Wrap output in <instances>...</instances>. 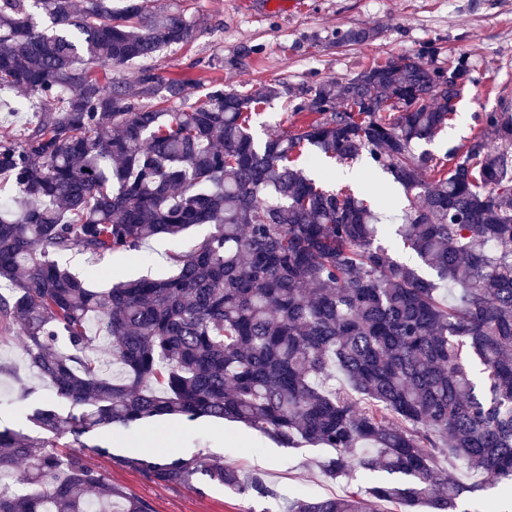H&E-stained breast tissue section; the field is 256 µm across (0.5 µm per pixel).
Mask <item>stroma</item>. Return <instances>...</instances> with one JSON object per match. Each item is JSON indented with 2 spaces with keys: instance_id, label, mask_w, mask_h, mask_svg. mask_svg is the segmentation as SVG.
<instances>
[{
  "instance_id": "35a3bbf8",
  "label": "stroma",
  "mask_w": 512,
  "mask_h": 512,
  "mask_svg": "<svg viewBox=\"0 0 512 512\" xmlns=\"http://www.w3.org/2000/svg\"><path fill=\"white\" fill-rule=\"evenodd\" d=\"M157 5H180L200 24L191 40L163 47L144 65L114 68L115 78L135 81L141 68L162 79L189 80L188 100L201 101L210 87L241 90L258 83L288 87L353 75L372 62L391 56L414 54L426 44L437 43L442 56L469 57L474 83L465 86L457 112L429 151L443 155L461 147L477 133L483 112L499 102L512 103V0H288L286 5L265 8L262 0H155ZM374 27L379 37L366 44H338L337 31ZM311 178L328 186H350L354 192L372 189L375 205L388 218L400 215L406 204L402 189L391 177L366 162L340 164L327 159L305 164ZM206 227L185 236L154 237L140 257L107 255L93 260L70 252L61 261L78 276H90L95 288L111 286L114 278H160L170 271L168 256L186 250L203 238ZM0 363L13 367V375H0V428L33 437L41 428L29 422L18 398L21 386L37 388L41 400L55 396L29 370L22 346L0 343ZM87 463L104 472L114 485L144 498L153 512H280L283 500L342 494L375 483L373 474L355 472L336 480L322 475L319 463L327 449L305 441L285 447L240 423L189 420L167 416L145 422L135 439L118 430L102 428L86 438ZM110 454H103V447ZM141 452L190 458L212 456L244 473L264 475L276 495L262 498L237 493L216 483L200 482L192 488L161 486L141 474L116 466L112 458Z\"/></svg>"
}]
</instances>
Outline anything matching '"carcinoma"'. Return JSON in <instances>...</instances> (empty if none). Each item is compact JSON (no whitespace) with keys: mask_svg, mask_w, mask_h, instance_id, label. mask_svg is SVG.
I'll list each match as a JSON object with an SVG mask.
<instances>
[{"mask_svg":"<svg viewBox=\"0 0 512 512\" xmlns=\"http://www.w3.org/2000/svg\"><path fill=\"white\" fill-rule=\"evenodd\" d=\"M195 27L150 0L119 11L112 0H0V106L20 91L19 108L36 115L23 138L0 137V176L15 187L0 201V342H20L66 403L33 408L48 438L0 430V473L35 487L0 491V512H151L57 440L83 448L102 427L173 415L333 448L321 462L330 479L402 478L282 512H456L487 481L512 482V109L483 113L461 151L418 150L475 81L468 58L439 64L433 45L296 96L216 83L190 104L186 79L112 77ZM280 98L313 119L257 139L256 109ZM309 156L390 174L408 201L395 235L416 262L378 242L384 215L366 199L318 186L301 167ZM202 225L164 278L99 289L57 261L137 255ZM94 319L112 376L87 353ZM445 455L475 481L449 479ZM114 462L155 484L204 477L275 495L261 474L209 456Z\"/></svg>","mask_w":512,"mask_h":512,"instance_id":"carcinoma-1","label":"carcinoma"}]
</instances>
